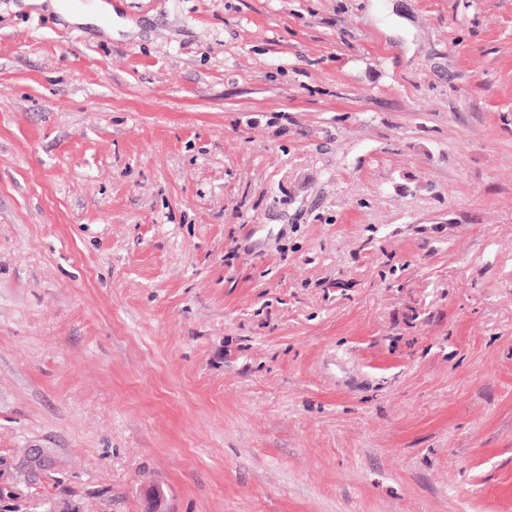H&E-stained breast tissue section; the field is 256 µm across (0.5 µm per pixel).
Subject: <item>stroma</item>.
<instances>
[{
	"mask_svg": "<svg viewBox=\"0 0 512 512\" xmlns=\"http://www.w3.org/2000/svg\"><path fill=\"white\" fill-rule=\"evenodd\" d=\"M114 3L0 0V512H512V0Z\"/></svg>",
	"mask_w": 512,
	"mask_h": 512,
	"instance_id": "1",
	"label": "stroma"
}]
</instances>
